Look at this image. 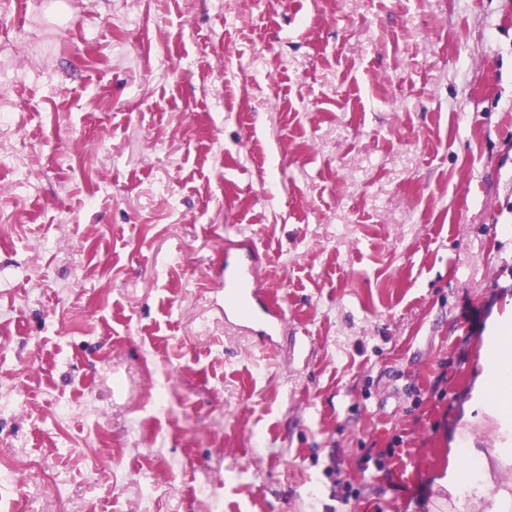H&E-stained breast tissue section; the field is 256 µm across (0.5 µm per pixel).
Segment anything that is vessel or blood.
<instances>
[{
    "label": "vessel or blood",
    "mask_w": 512,
    "mask_h": 512,
    "mask_svg": "<svg viewBox=\"0 0 512 512\" xmlns=\"http://www.w3.org/2000/svg\"><path fill=\"white\" fill-rule=\"evenodd\" d=\"M257 252L224 254V319L263 340L278 335L285 312L259 281Z\"/></svg>",
    "instance_id": "b4317fda"
}]
</instances>
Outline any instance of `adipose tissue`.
Returning a JSON list of instances; mask_svg holds the SVG:
<instances>
[{"label": "adipose tissue", "mask_w": 512, "mask_h": 512, "mask_svg": "<svg viewBox=\"0 0 512 512\" xmlns=\"http://www.w3.org/2000/svg\"><path fill=\"white\" fill-rule=\"evenodd\" d=\"M483 372L475 387L491 402L503 424L512 428V324H500L484 346ZM490 463L483 449L471 441L457 442L440 486L450 496L465 495L475 512H512V481L497 484L489 477Z\"/></svg>", "instance_id": "obj_1"}]
</instances>
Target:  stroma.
Here are the masks:
<instances>
[{"label": "stroma", "instance_id": "1", "mask_svg": "<svg viewBox=\"0 0 512 512\" xmlns=\"http://www.w3.org/2000/svg\"><path fill=\"white\" fill-rule=\"evenodd\" d=\"M497 319L512 0H0V512H468ZM257 259L256 249L234 253L224 248V320L272 341L286 315L260 284Z\"/></svg>", "mask_w": 512, "mask_h": 512}]
</instances>
